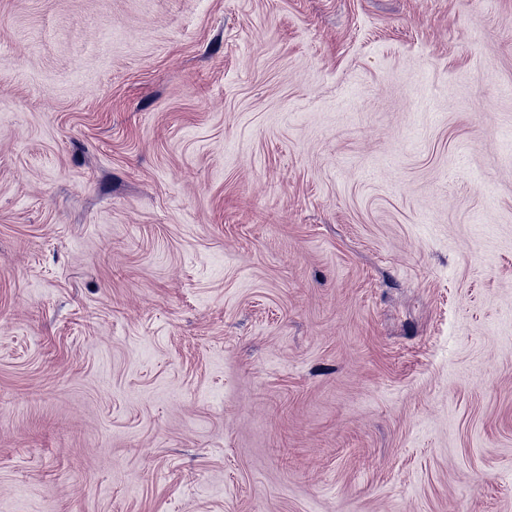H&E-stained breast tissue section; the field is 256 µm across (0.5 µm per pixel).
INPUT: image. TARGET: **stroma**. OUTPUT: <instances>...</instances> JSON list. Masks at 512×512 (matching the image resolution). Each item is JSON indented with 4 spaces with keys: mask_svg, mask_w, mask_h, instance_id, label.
<instances>
[{
    "mask_svg": "<svg viewBox=\"0 0 512 512\" xmlns=\"http://www.w3.org/2000/svg\"><path fill=\"white\" fill-rule=\"evenodd\" d=\"M512 0H0V512H512Z\"/></svg>",
    "mask_w": 512,
    "mask_h": 512,
    "instance_id": "1",
    "label": "stroma"
}]
</instances>
